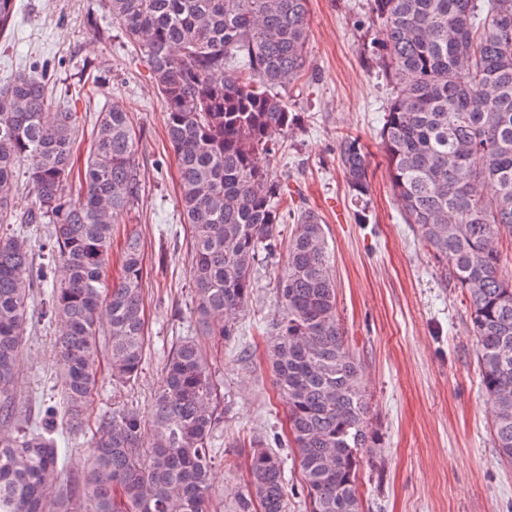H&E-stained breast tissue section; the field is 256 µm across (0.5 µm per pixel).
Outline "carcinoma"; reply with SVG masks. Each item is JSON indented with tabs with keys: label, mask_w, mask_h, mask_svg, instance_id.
Masks as SVG:
<instances>
[{
	"label": "carcinoma",
	"mask_w": 512,
	"mask_h": 512,
	"mask_svg": "<svg viewBox=\"0 0 512 512\" xmlns=\"http://www.w3.org/2000/svg\"><path fill=\"white\" fill-rule=\"evenodd\" d=\"M308 0H100L136 46L165 102V135L191 243L196 335L171 349L154 398L149 447L138 410L94 417L72 486L58 484L72 449L57 446L58 409L39 424L17 398L39 247L63 271L44 305L73 432L85 429L102 378L98 316L113 380L132 385L147 336L143 249L127 237L118 281L108 278L115 217L141 194L130 112L97 116L84 168L75 170L77 104L50 111L51 74L20 72L0 85V512H214L212 439L224 402V342L237 335L254 275L292 223L276 283L279 318L267 362L288 405L281 425L251 441L246 493L234 512H288L279 452L290 448L306 512H364L363 462L377 469L362 372L343 336L323 220L284 208L288 184L260 168L296 121L282 91L305 75ZM17 0H0V36ZM366 59L390 89L377 136L405 223L465 294L494 448L512 461V279L501 274V232H512V0H369ZM349 191L370 196L360 138L341 142ZM24 224H49L32 244Z\"/></svg>",
	"instance_id": "cac0c4a2"
}]
</instances>
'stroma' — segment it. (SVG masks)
Wrapping results in <instances>:
<instances>
[{
  "mask_svg": "<svg viewBox=\"0 0 512 512\" xmlns=\"http://www.w3.org/2000/svg\"><path fill=\"white\" fill-rule=\"evenodd\" d=\"M19 3L16 25L0 41V83L48 66L51 105L57 109L88 77H96L98 94L79 121L84 149L101 108L122 105L133 117L142 193L115 220L109 278L120 277L126 238L137 233L144 245L147 348L135 385L102 379L92 411L128 404L147 421L167 354L190 333L192 308L164 103L143 58L96 0ZM308 9L306 75L302 87L289 94L296 124L285 148L263 156L261 164L287 182L293 204L315 209L325 222L340 322L383 435L384 466L359 474L365 512H512V464L502 462L493 447L465 299L412 225L403 222L378 150L376 132L389 91L360 51L367 0H309ZM347 135L360 137L371 154L363 224L340 162V140ZM283 265L279 252L257 270L238 318L240 334L224 346V419L215 434L221 463L214 470L223 512H232L246 490L243 459L232 442L266 434L287 411L264 356V327L278 310L275 282ZM51 287L47 280L33 292L18 367L20 399L35 405L63 402L55 331L41 316Z\"/></svg>",
  "mask_w": 512,
  "mask_h": 512,
  "instance_id": "stroma-1",
  "label": "stroma"
}]
</instances>
